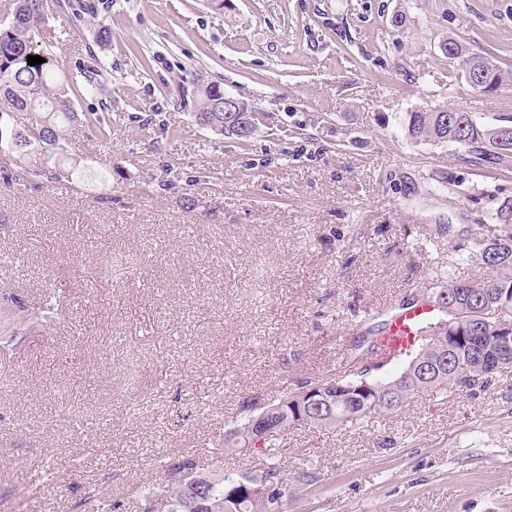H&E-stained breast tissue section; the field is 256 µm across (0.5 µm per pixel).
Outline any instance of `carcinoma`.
<instances>
[{
	"mask_svg": "<svg viewBox=\"0 0 512 512\" xmlns=\"http://www.w3.org/2000/svg\"><path fill=\"white\" fill-rule=\"evenodd\" d=\"M47 0H16L13 20L0 29V140L12 141L13 152L25 156L31 163L24 166L23 178L37 180L53 178L41 160L35 156L47 153L66 162L71 160L65 138V127L79 115L72 99L69 79L62 74L53 48L54 30L46 24ZM445 45L456 49L453 58L462 61L465 79L475 90L495 92L509 78L485 56L471 55L453 39ZM39 55L46 62L30 66L27 56ZM199 102L192 118L199 125L222 121L224 86L196 78ZM25 113L26 120L39 131L31 141L26 128L11 124L13 114ZM407 138L413 143H448L464 151L462 160L474 169H506L512 163V120L495 126L479 123L471 113L436 110H412L403 121ZM494 224H477L472 236L481 246L483 263L494 277L482 282H461L452 277L435 292L447 293L444 308H435V316L419 328L418 340L411 352L398 360V369L390 376L377 377V392L351 389L358 379V365L366 355L378 350L388 325L384 320L371 336H359L345 354V370L333 377H314L305 384L323 385L329 401L315 414L291 402L293 390L280 394L264 405L267 420L274 431L257 435L259 409L244 406L234 431L225 436L227 448L247 450L252 456L266 460L263 473L280 475L288 485V474L275 463L280 455L276 448L277 433L295 425L310 428L359 427L378 416L391 415L408 405L418 393L427 389H442L450 393L474 386L456 377V371L466 368L472 373L496 364L501 371L512 372V348L502 343L500 325H512V197H506L495 210ZM479 337L478 348L458 344L448 351V337ZM165 471L179 481L165 484L148 494L142 512H193L194 496L202 491L209 508L205 512H241L248 478L233 473L211 474L201 471L194 458L179 459Z\"/></svg>",
	"mask_w": 512,
	"mask_h": 512,
	"instance_id": "1",
	"label": "carcinoma"
}]
</instances>
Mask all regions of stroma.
Segmentation results:
<instances>
[{
  "label": "stroma",
  "mask_w": 512,
  "mask_h": 512,
  "mask_svg": "<svg viewBox=\"0 0 512 512\" xmlns=\"http://www.w3.org/2000/svg\"><path fill=\"white\" fill-rule=\"evenodd\" d=\"M48 25L71 79L96 70L75 106L110 136L69 125L78 170L56 180L0 159V512L139 500L182 453L260 473L224 445L244 402L339 373L358 311L437 266L488 276L469 230L512 171L410 143L403 119L512 117V91L472 89L441 50L512 72V0H60ZM197 74L261 112L249 141L194 123ZM112 253L135 263L107 277ZM279 443L306 474L286 512H512V372Z\"/></svg>",
  "instance_id": "obj_1"
}]
</instances>
